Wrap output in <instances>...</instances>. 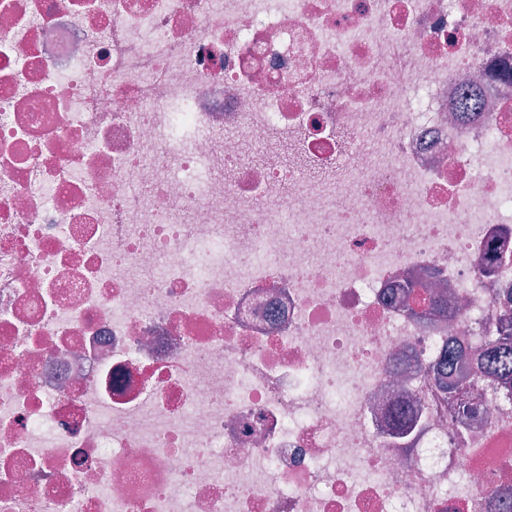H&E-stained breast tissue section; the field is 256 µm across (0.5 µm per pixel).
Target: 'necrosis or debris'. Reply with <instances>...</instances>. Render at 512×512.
<instances>
[{
	"instance_id": "1",
	"label": "necrosis or debris",
	"mask_w": 512,
	"mask_h": 512,
	"mask_svg": "<svg viewBox=\"0 0 512 512\" xmlns=\"http://www.w3.org/2000/svg\"><path fill=\"white\" fill-rule=\"evenodd\" d=\"M500 288L512 0H0V512H500ZM441 296H435L418 285L411 289L408 294V302L410 309L416 313L427 314L432 313L434 316L448 315V304L444 299H438ZM469 356L478 369V377L488 381L490 385L484 391L506 392L512 399V332L511 321L501 322L499 336L473 347ZM474 378L468 385H451L448 388V399L458 408L471 409V390L480 384V379Z\"/></svg>"
}]
</instances>
